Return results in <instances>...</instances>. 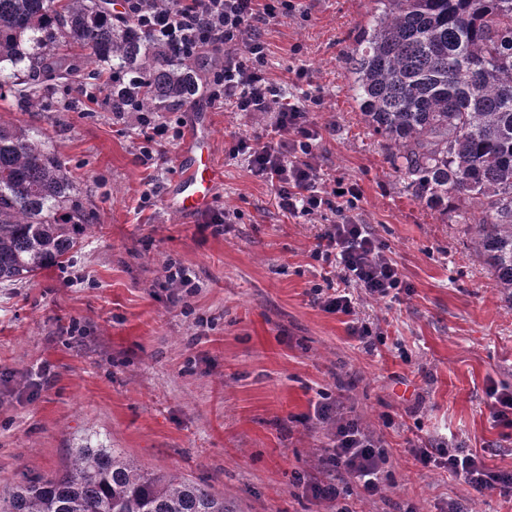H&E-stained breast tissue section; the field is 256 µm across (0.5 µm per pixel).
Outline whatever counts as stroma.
<instances>
[{"instance_id":"stroma-1","label":"stroma","mask_w":512,"mask_h":512,"mask_svg":"<svg viewBox=\"0 0 512 512\" xmlns=\"http://www.w3.org/2000/svg\"><path fill=\"white\" fill-rule=\"evenodd\" d=\"M373 8L298 0L262 33L268 77L322 129L323 189L359 184L355 214L409 287L396 300L358 299V319L380 330L372 348L311 293L323 275L311 256L322 220L284 215L274 189L229 154L239 138L273 137L272 114L196 97L167 113L178 135L145 163L135 113L115 119L105 97L36 113L0 97L1 118L50 137L92 226L66 266L0 284V486L62 472L94 435L142 468L208 485L236 512H336L308 489L334 478L323 459L333 424L315 410L326 395L391 450L381 494L351 487V512H448L452 500L512 512V498L422 467L410 448L468 449L512 470V427L488 394L512 389V302L472 258L465 204L441 212L411 198L361 118L344 55ZM301 67L307 78L291 82ZM202 110L224 172L210 210L237 213L222 226L210 211L181 216L165 202ZM171 263L192 287H163Z\"/></svg>"}]
</instances>
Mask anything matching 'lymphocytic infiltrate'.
I'll return each instance as SVG.
<instances>
[{
    "instance_id": "lymphocytic-infiltrate-1",
    "label": "lymphocytic infiltrate",
    "mask_w": 512,
    "mask_h": 512,
    "mask_svg": "<svg viewBox=\"0 0 512 512\" xmlns=\"http://www.w3.org/2000/svg\"><path fill=\"white\" fill-rule=\"evenodd\" d=\"M122 4L123 14L135 17L175 55L192 59L204 47L224 46V69L207 88L211 103H224L247 115L274 114L275 139L242 138L232 153L244 156L252 175L274 188L284 213L308 222L324 220L313 256L336 274L341 286L330 293L318 287L314 293L325 311L352 317L351 334L368 341L375 331L371 324L354 320L355 293L392 299L404 282L368 225L351 215L361 196L358 184L338 181L333 191L321 190L323 172L314 155L321 132L308 121L305 105L287 101L265 71L266 46L259 28L294 11L295 0H122ZM331 213L336 216L332 222L327 219ZM412 452L423 466L445 468L450 477L476 491L512 493V471L491 470L473 452H446L419 444ZM326 454L366 493H380L388 451L356 420L337 422Z\"/></svg>"
}]
</instances>
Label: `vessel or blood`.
<instances>
[{
	"label": "vessel or blood",
	"instance_id": "1",
	"mask_svg": "<svg viewBox=\"0 0 512 512\" xmlns=\"http://www.w3.org/2000/svg\"><path fill=\"white\" fill-rule=\"evenodd\" d=\"M207 130V124L197 126L181 152L178 188L166 200L177 214L188 216L206 210L223 182V172L210 153Z\"/></svg>",
	"mask_w": 512,
	"mask_h": 512
}]
</instances>
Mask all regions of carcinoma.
Segmentation results:
<instances>
[{"label": "carcinoma", "mask_w": 512, "mask_h": 512, "mask_svg": "<svg viewBox=\"0 0 512 512\" xmlns=\"http://www.w3.org/2000/svg\"><path fill=\"white\" fill-rule=\"evenodd\" d=\"M345 56L365 125L385 140L410 195L461 199L474 255L512 299V0H375ZM107 93L167 112L200 92L197 65L109 0H0V90L26 112H59L53 91ZM77 187L41 131L0 118V283L69 261L88 235ZM0 512H234L202 484L148 471L87 436L54 477L0 490Z\"/></svg>", "instance_id": "1"}]
</instances>
